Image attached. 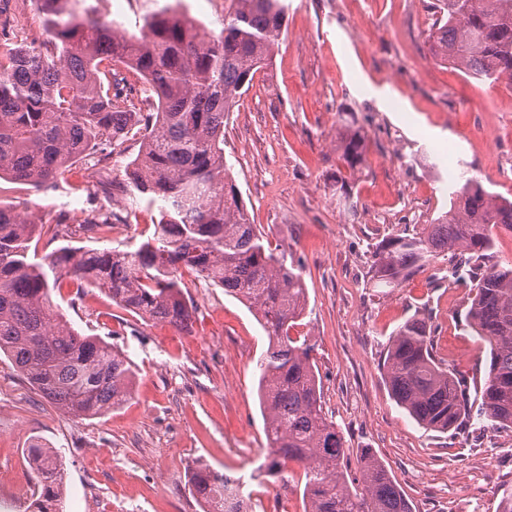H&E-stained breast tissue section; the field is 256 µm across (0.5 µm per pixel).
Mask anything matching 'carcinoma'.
Instances as JSON below:
<instances>
[{"mask_svg": "<svg viewBox=\"0 0 512 512\" xmlns=\"http://www.w3.org/2000/svg\"><path fill=\"white\" fill-rule=\"evenodd\" d=\"M45 38L0 52V178L38 189L101 145L143 133L126 179L112 183L133 204L156 212L154 233L136 249L62 247L38 262L35 235L57 237L26 214L0 205V355L54 407L76 417L101 416L130 396L128 357L64 320L52 300L63 279L95 288L124 309L189 332L195 305L184 297L181 270L191 271L245 304L269 345L256 360L267 441L259 470L284 479L303 469L307 512H411L381 463L360 460L362 487L344 471L345 443L326 417L312 347L290 335L303 317L302 268L276 253L252 224L224 163V125L241 91L272 62L288 13L286 0H228L220 31L181 9V0L144 18L128 35L86 0H32ZM428 42L434 59L492 85L512 82V0H430ZM147 83L155 109L142 112L119 88L117 68ZM337 149L359 167L366 142L340 117ZM450 208L419 233L383 240L371 283L399 288L442 253L457 256L472 277L467 324L489 345L480 401L436 361L431 325L406 320L392 335L382 369L394 400L425 427L448 432L475 418L512 428V263L493 262L495 232H512V200L486 191L461 172L448 181ZM83 230L103 238L112 218ZM38 476L33 512H56L62 472L58 454L30 447ZM203 512H252L239 479L200 465L188 475Z\"/></svg>", "mask_w": 512, "mask_h": 512, "instance_id": "1", "label": "carcinoma"}]
</instances>
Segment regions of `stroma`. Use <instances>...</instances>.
<instances>
[{
  "label": "stroma",
  "instance_id": "1",
  "mask_svg": "<svg viewBox=\"0 0 512 512\" xmlns=\"http://www.w3.org/2000/svg\"><path fill=\"white\" fill-rule=\"evenodd\" d=\"M170 0H100L98 9L127 34ZM423 0H288L286 33L269 66L257 71L224 130V159L250 217L272 248L303 265L306 338L321 381L322 405L346 444L351 486L360 459L380 461L412 512H497L512 491V429L461 420L441 433L418 424L394 401L382 363L395 330L413 316L433 327L436 358L484 384L489 347L465 330L472 290L435 279L447 258L399 288L369 279L379 242L422 230L449 206V165H467L492 193L512 199V180L473 153L475 132L512 146V88L488 86L436 62ZM353 116L366 161L344 167L338 115ZM140 136L103 157L78 161L43 189L0 180V205L57 224V238L33 239L42 259L60 246L128 250L153 232L151 214L124 196L78 184L102 162L104 181H123ZM414 158L412 171L395 160ZM110 215L120 232L96 240L72 222L71 202ZM195 307L193 329L132 315L96 289L52 298L78 331L102 337L135 372L128 400L105 415L75 418L43 399L0 356V512H25L37 476L27 450L55 448L66 494L61 512H202L187 486L198 464L239 477L256 512H305L298 473L259 475L266 437L255 361L267 338L253 315L223 288L183 276Z\"/></svg>",
  "mask_w": 512,
  "mask_h": 512
}]
</instances>
